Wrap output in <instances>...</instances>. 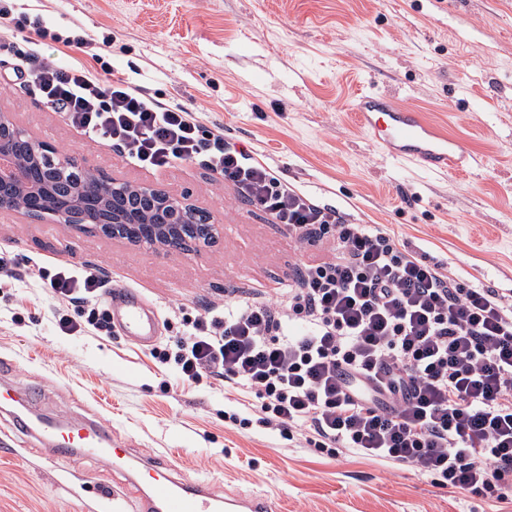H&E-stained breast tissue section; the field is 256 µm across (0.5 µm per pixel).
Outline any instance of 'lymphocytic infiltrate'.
Segmentation results:
<instances>
[{
  "instance_id": "1",
  "label": "lymphocytic infiltrate",
  "mask_w": 512,
  "mask_h": 512,
  "mask_svg": "<svg viewBox=\"0 0 512 512\" xmlns=\"http://www.w3.org/2000/svg\"><path fill=\"white\" fill-rule=\"evenodd\" d=\"M13 75L127 158L155 169L204 159L289 235L331 240L333 258L303 266L287 287L207 308L175 347L153 348L158 363L253 395L260 423L301 431L327 457L383 460L487 498L512 493V305L417 259L381 225L315 204L223 128L122 78L44 62L34 49ZM50 286L89 310L82 323L59 316L61 332L106 329L98 274L61 271Z\"/></svg>"
}]
</instances>
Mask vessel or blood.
<instances>
[{
    "label": "vessel or blood",
    "mask_w": 512,
    "mask_h": 512,
    "mask_svg": "<svg viewBox=\"0 0 512 512\" xmlns=\"http://www.w3.org/2000/svg\"><path fill=\"white\" fill-rule=\"evenodd\" d=\"M351 110L357 125L376 147L401 164L416 165L435 175L463 173L483 164L481 156L391 92L359 93ZM107 300L115 328L144 346L156 341L160 334L158 315L139 289L112 287ZM28 400L27 390L0 380V405L21 413ZM25 431L42 443L41 453L48 460L57 462L77 453L94 456L106 471L122 474L135 490L130 501L124 493L99 484L87 512H123L129 506L135 512H276L269 495L220 493L209 483L173 477L167 457H139L128 449L113 447L110 428L100 420L65 425L36 420L26 425Z\"/></svg>",
    "instance_id": "obj_1"
}]
</instances>
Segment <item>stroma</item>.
Masks as SVG:
<instances>
[{"mask_svg":"<svg viewBox=\"0 0 512 512\" xmlns=\"http://www.w3.org/2000/svg\"><path fill=\"white\" fill-rule=\"evenodd\" d=\"M14 17L55 32L13 33L61 64L145 85L160 101L201 112L206 128L254 156L314 202L355 224H382L415 256L512 302V0H13ZM366 89L400 92L485 159L446 177L404 169L359 129L347 104ZM56 154L131 183H152L211 211L223 226L198 255L156 252L44 219L0 214V369L33 390L38 413L91 418L114 444L166 455L179 478L217 491H263L279 512H512V500L436 486L399 466L331 459L286 431L224 418V387L188 384L150 348L117 331L63 334L49 281L58 265L100 270L144 289L161 343L174 345L228 290L285 287L328 256L239 197L199 161L152 170L73 128L26 85L0 93V113ZM0 412V512H83L104 471L77 455L45 460Z\"/></svg>","mask_w":512,"mask_h":512,"instance_id":"35a3bbf8","label":"stroma"}]
</instances>
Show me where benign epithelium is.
Here are the masks:
<instances>
[{"mask_svg": "<svg viewBox=\"0 0 512 512\" xmlns=\"http://www.w3.org/2000/svg\"><path fill=\"white\" fill-rule=\"evenodd\" d=\"M9 139L24 153L27 159L46 165L56 177V182L69 186L90 172L89 166L76 164L67 156L56 159L50 156L51 148L18 127L11 118L0 113V143ZM22 179L21 170L9 176H0V212L12 211L11 199ZM105 197L112 207L99 210L98 223L94 230L112 239L125 240L135 246H146L157 251L174 247L189 252H199L210 246L217 238L219 225L206 210L191 203L185 196H175L150 183L132 184L109 176H102ZM147 201L152 209L164 217L163 224H132L130 212L136 209L131 199ZM37 212L49 216L58 224L74 229L86 228L85 205L75 201L66 207L55 208L44 204Z\"/></svg>", "mask_w": 512, "mask_h": 512, "instance_id": "obj_1", "label": "benign epithelium"}]
</instances>
